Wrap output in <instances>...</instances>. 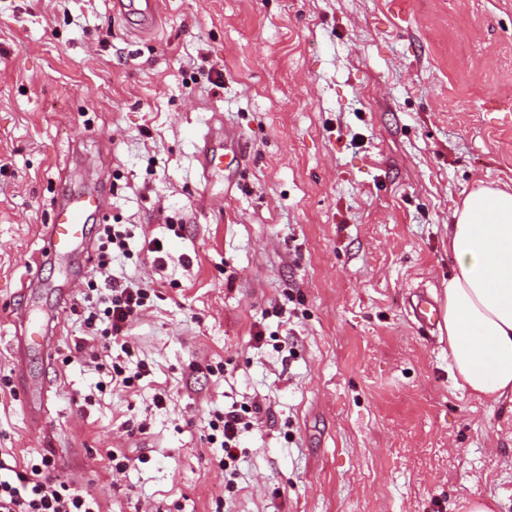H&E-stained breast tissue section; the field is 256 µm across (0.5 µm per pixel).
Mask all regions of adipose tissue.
<instances>
[{
    "instance_id": "obj_1",
    "label": "adipose tissue",
    "mask_w": 512,
    "mask_h": 512,
    "mask_svg": "<svg viewBox=\"0 0 512 512\" xmlns=\"http://www.w3.org/2000/svg\"><path fill=\"white\" fill-rule=\"evenodd\" d=\"M454 267L442 316L457 386L496 401L512 395V191L480 186L452 213Z\"/></svg>"
}]
</instances>
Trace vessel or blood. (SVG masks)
I'll return each instance as SVG.
<instances>
[{"label":"vessel or blood","mask_w":512,"mask_h":512,"mask_svg":"<svg viewBox=\"0 0 512 512\" xmlns=\"http://www.w3.org/2000/svg\"><path fill=\"white\" fill-rule=\"evenodd\" d=\"M160 0H118L123 13L136 15L143 30H151L159 17ZM199 160L204 177H211L220 170L223 156L213 146L212 134H205L204 145L199 151ZM102 195L95 190L78 194L62 193L57 199L52 221L47 225L42 258H63L77 252H86L88 242L87 222L91 214L100 211ZM57 321L55 314L45 312L38 318L21 324L11 340L14 366H22L31 345L45 346L51 343V334Z\"/></svg>","instance_id":"obj_1"}]
</instances>
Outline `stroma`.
I'll use <instances>...</instances> for the list:
<instances>
[{
	"label": "stroma",
	"mask_w": 512,
	"mask_h": 512,
	"mask_svg": "<svg viewBox=\"0 0 512 512\" xmlns=\"http://www.w3.org/2000/svg\"><path fill=\"white\" fill-rule=\"evenodd\" d=\"M161 9L142 33L115 0H0V448L51 455L101 512H512V400L458 389L443 325L410 306L443 300L455 205L512 188V124L484 110L512 98V0ZM218 115L242 165L207 180ZM64 178L107 198L89 236L133 231L115 275L156 291L127 388L73 349L94 262L44 261L21 294ZM25 308L61 318L55 356L26 360L37 427L9 350ZM254 401L229 486L208 422ZM220 127L216 129L213 126L212 131H208L204 136V145L199 151V160L202 168V173L205 178H210L213 171H224L221 164H223V154H220L213 146V137L216 132L218 135L224 134L223 119H217Z\"/></svg>",
	"instance_id": "1"
}]
</instances>
